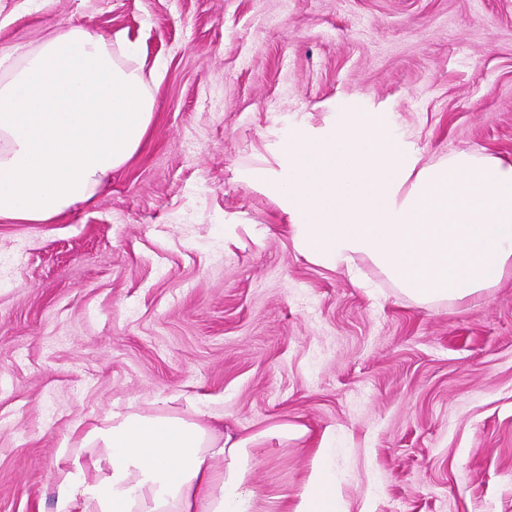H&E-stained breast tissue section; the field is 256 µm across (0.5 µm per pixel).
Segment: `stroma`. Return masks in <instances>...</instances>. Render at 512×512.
<instances>
[{
  "label": "stroma",
  "mask_w": 512,
  "mask_h": 512,
  "mask_svg": "<svg viewBox=\"0 0 512 512\" xmlns=\"http://www.w3.org/2000/svg\"><path fill=\"white\" fill-rule=\"evenodd\" d=\"M72 23L141 47L140 150L50 224L0 222V512H56L61 450L200 399L265 452L284 512L324 431L354 512H512V276L422 305L309 261L243 182L289 125L382 115L430 165L512 162V0H0L10 64Z\"/></svg>",
  "instance_id": "stroma-1"
}]
</instances>
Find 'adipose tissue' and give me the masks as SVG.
Masks as SVG:
<instances>
[{
    "label": "adipose tissue",
    "instance_id": "1",
    "mask_svg": "<svg viewBox=\"0 0 512 512\" xmlns=\"http://www.w3.org/2000/svg\"><path fill=\"white\" fill-rule=\"evenodd\" d=\"M139 54L137 42L69 26L0 81V221L52 223L139 150L154 109ZM272 154L274 165L244 180L277 203L315 263L351 270L367 259L421 304L482 296L512 273V163L461 152L421 165L368 112L296 124ZM155 404L114 410L86 431L53 475L58 512H258L262 447L307 433L288 422L233 433L197 403ZM347 482L323 435L290 512H350Z\"/></svg>",
    "mask_w": 512,
    "mask_h": 512
}]
</instances>
